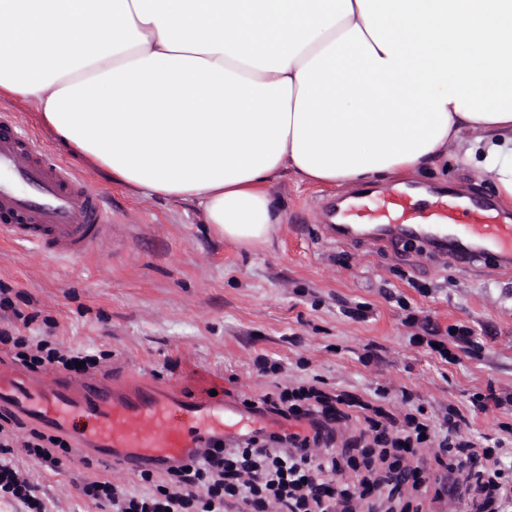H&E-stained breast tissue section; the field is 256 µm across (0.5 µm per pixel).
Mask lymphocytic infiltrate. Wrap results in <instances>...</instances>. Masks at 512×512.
<instances>
[{"label":"lymphocytic infiltrate","mask_w":512,"mask_h":512,"mask_svg":"<svg viewBox=\"0 0 512 512\" xmlns=\"http://www.w3.org/2000/svg\"><path fill=\"white\" fill-rule=\"evenodd\" d=\"M0 347L33 372L58 367L72 374L95 370L101 357L67 349L53 337L12 335L0 331ZM315 377L264 396V404L284 418L308 422L303 432L258 433L231 444H215L203 459L163 474L141 472L148 489L129 492L124 485L98 479L88 482L85 495L112 512H410L428 494L451 493L462 512H512V467L504 466L498 450L479 448L461 432L458 411L449 410L444 429H437L423 408L396 418L378 404L324 390ZM363 408L364 427L337 444L336 425ZM19 419L0 414V498L23 502L29 512H44L31 483L13 462L15 446L49 467H57L58 450H69L65 438L30 428L24 443L14 429ZM437 443L435 462L444 477L430 486L428 470L418 459L420 448ZM358 482L341 481L343 472Z\"/></svg>","instance_id":"lymphocytic-infiltrate-1"}]
</instances>
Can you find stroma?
<instances>
[{"instance_id": "obj_1", "label": "stroma", "mask_w": 512, "mask_h": 512, "mask_svg": "<svg viewBox=\"0 0 512 512\" xmlns=\"http://www.w3.org/2000/svg\"><path fill=\"white\" fill-rule=\"evenodd\" d=\"M1 112L52 158L90 177L112 213L111 245L74 264L0 240V287L15 304L0 310L1 330L29 317L24 335L111 351L103 371L189 397L214 392L239 406L319 375L330 390L371 403L385 388L384 406L399 417L421 406L440 423L456 408L464 434L485 446L502 438L501 424H512V276L490 265L462 271L418 252L322 243L314 226L324 204L354 188L311 186L289 174L270 187L284 214L278 235L244 251L215 236L195 202L112 183L49 138L28 104L0 102ZM465 151L450 145L410 184L426 195L464 185L496 197L481 153L468 159ZM358 305L365 319L347 316ZM427 326L455 362L416 343ZM454 326L470 330V343L449 337ZM260 357L279 363L281 372L260 374ZM477 393L495 399L480 410L471 403ZM16 459L46 512H101L83 494L84 484L99 477L135 493L146 488L139 475L75 451L54 469L22 451Z\"/></svg>"}]
</instances>
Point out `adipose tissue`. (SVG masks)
I'll return each mask as SVG.
<instances>
[{
  "instance_id": "adipose-tissue-1",
  "label": "adipose tissue",
  "mask_w": 512,
  "mask_h": 512,
  "mask_svg": "<svg viewBox=\"0 0 512 512\" xmlns=\"http://www.w3.org/2000/svg\"><path fill=\"white\" fill-rule=\"evenodd\" d=\"M128 188L271 242L284 173L417 172L476 132L512 201V0H0V100Z\"/></svg>"
}]
</instances>
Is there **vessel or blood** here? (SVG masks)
Masks as SVG:
<instances>
[{"label": "vessel or blood", "mask_w": 512, "mask_h": 512, "mask_svg": "<svg viewBox=\"0 0 512 512\" xmlns=\"http://www.w3.org/2000/svg\"><path fill=\"white\" fill-rule=\"evenodd\" d=\"M111 227L94 182L50 160L37 139L0 115V238L74 263L103 245ZM362 230L382 248L422 241L459 269L489 260L512 274V218L487 198L463 199L452 189L428 204L407 187L368 190L330 209L316 235L347 244ZM1 406L132 473L186 463L214 443L249 437L258 425L253 410L189 400L149 380L131 386L108 376L77 385L60 375L49 383L0 361Z\"/></svg>", "instance_id": "1"}]
</instances>
